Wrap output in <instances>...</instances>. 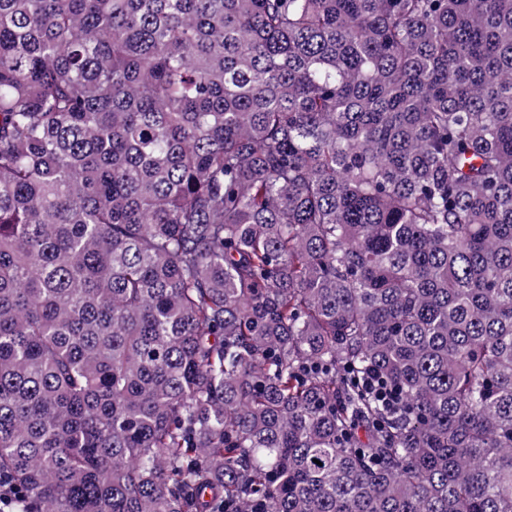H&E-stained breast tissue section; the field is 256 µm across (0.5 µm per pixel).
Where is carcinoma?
<instances>
[{
	"mask_svg": "<svg viewBox=\"0 0 512 512\" xmlns=\"http://www.w3.org/2000/svg\"><path fill=\"white\" fill-rule=\"evenodd\" d=\"M11 512H512V0H0Z\"/></svg>",
	"mask_w": 512,
	"mask_h": 512,
	"instance_id": "obj_1",
	"label": "carcinoma"
}]
</instances>
